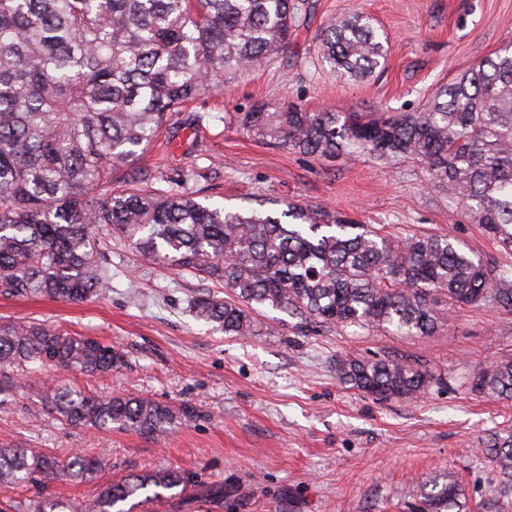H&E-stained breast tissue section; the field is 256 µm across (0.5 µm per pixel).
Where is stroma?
I'll return each mask as SVG.
<instances>
[{
	"mask_svg": "<svg viewBox=\"0 0 512 512\" xmlns=\"http://www.w3.org/2000/svg\"><path fill=\"white\" fill-rule=\"evenodd\" d=\"M314 9L277 60L228 74L223 91L191 103L143 156L149 165L200 175L225 208L245 200L299 201L342 212L398 238L446 234L476 255L512 268L504 248L457 201L428 184L414 162L310 157L248 138L231 121L258 103H295L310 112L423 111L430 97L479 60L512 43V0H311ZM357 13L372 16L386 42L384 67L360 81L320 66V31ZM112 290L84 302L0 293V322L29 319L111 344L122 364L87 377L47 367L41 383L99 395L135 394L196 416L158 437L62 424L22 385L0 405V448L66 458L98 456L92 481L0 488L22 503L50 494L83 502L127 474L169 468L186 495L135 512H419L420 490L448 476L461 512H497L498 471L480 453L487 434L512 428V402L472 391L474 375L512 357V311L459 305L431 336L379 329L299 333L286 313H255L247 338L197 321L191 303L221 285L108 252ZM392 357L440 379L413 400L381 401L344 384L340 359Z\"/></svg>",
	"mask_w": 512,
	"mask_h": 512,
	"instance_id": "1",
	"label": "stroma"
}]
</instances>
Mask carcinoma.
<instances>
[{
	"label": "carcinoma",
	"instance_id": "carcinoma-1",
	"mask_svg": "<svg viewBox=\"0 0 512 512\" xmlns=\"http://www.w3.org/2000/svg\"><path fill=\"white\" fill-rule=\"evenodd\" d=\"M309 0H0V290L82 302L112 291L105 250L123 243L145 261L219 283L232 299L194 298L192 312L226 336L253 335L251 311L267 306L295 329L357 327L429 336L441 307L512 308V269L484 261L446 235L396 241L327 210L289 202L274 211H227L195 189L183 168L134 164L191 102L224 77L268 63L304 26ZM321 63L362 79L385 59L373 18L323 29ZM254 140L296 153L370 156L423 165L430 185L512 247V49L504 47L439 89L415 114L309 112L264 104L236 115ZM123 177L116 179V172ZM112 346L43 323H0V394L13 370L53 365L87 376L112 371ZM339 378L377 400L413 399L434 375L401 361L340 360ZM472 389L512 401V358ZM41 407L69 425L153 438L181 418L140 396L96 397L45 386ZM489 462L512 477V430L489 435ZM100 461L0 448V486L90 478ZM175 470L128 475L72 508L58 498L14 512H133L185 494ZM455 481H430L423 512L460 508Z\"/></svg>",
	"mask_w": 512,
	"mask_h": 512
}]
</instances>
